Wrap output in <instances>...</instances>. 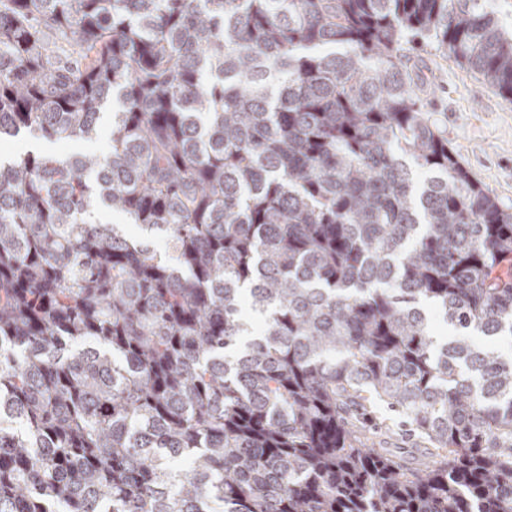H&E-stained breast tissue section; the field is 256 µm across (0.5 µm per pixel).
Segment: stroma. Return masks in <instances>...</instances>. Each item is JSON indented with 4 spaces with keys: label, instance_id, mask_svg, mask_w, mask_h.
Masks as SVG:
<instances>
[{
    "label": "stroma",
    "instance_id": "35a3bbf8",
    "mask_svg": "<svg viewBox=\"0 0 512 512\" xmlns=\"http://www.w3.org/2000/svg\"><path fill=\"white\" fill-rule=\"evenodd\" d=\"M404 65L432 120L445 132L466 169L501 204L512 208V105L453 61L429 52L408 54ZM360 438L407 469L421 468L425 443L399 413L372 409Z\"/></svg>",
    "mask_w": 512,
    "mask_h": 512
}]
</instances>
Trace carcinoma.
Returning a JSON list of instances; mask_svg holds the SVG:
<instances>
[{
	"mask_svg": "<svg viewBox=\"0 0 512 512\" xmlns=\"http://www.w3.org/2000/svg\"><path fill=\"white\" fill-rule=\"evenodd\" d=\"M414 45L512 103L486 0H0V135L112 107L0 162V512H512V210ZM109 127L105 125L103 127L102 135L95 141V144H86L75 141H52L41 144V148L49 153L54 154L58 158H66L74 154L81 147L86 149H95L99 152H105L108 149L109 144ZM371 412L372 422L358 434L361 440L374 448H385L389 457L407 469L421 468L426 461L423 451L426 444L419 432L386 405L378 403Z\"/></svg>",
	"mask_w": 512,
	"mask_h": 512,
	"instance_id": "carcinoma-1",
	"label": "carcinoma"
}]
</instances>
